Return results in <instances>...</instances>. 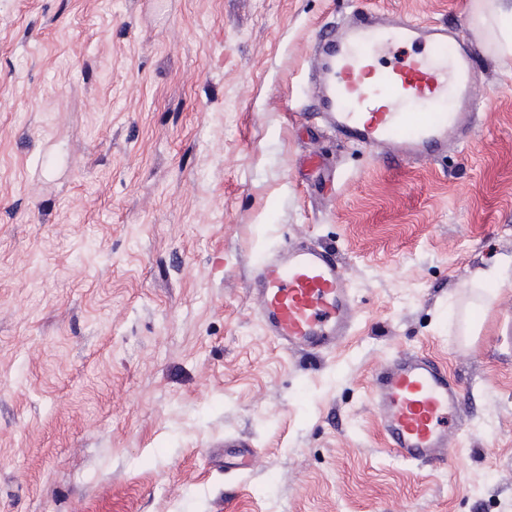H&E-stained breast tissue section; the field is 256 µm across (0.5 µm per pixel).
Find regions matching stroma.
Returning a JSON list of instances; mask_svg holds the SVG:
<instances>
[{
	"mask_svg": "<svg viewBox=\"0 0 512 512\" xmlns=\"http://www.w3.org/2000/svg\"><path fill=\"white\" fill-rule=\"evenodd\" d=\"M493 6L512 0H0V512H512V268L485 308L477 276L512 261ZM355 7L476 39L478 127L442 159L312 117V46ZM296 239L354 299L313 360L246 293ZM412 352L463 395L444 461L394 458L371 408Z\"/></svg>",
	"mask_w": 512,
	"mask_h": 512,
	"instance_id": "stroma-1",
	"label": "stroma"
}]
</instances>
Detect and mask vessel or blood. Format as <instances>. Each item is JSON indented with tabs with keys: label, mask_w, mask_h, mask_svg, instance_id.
Masks as SVG:
<instances>
[{
	"label": "vessel or blood",
	"mask_w": 512,
	"mask_h": 512,
	"mask_svg": "<svg viewBox=\"0 0 512 512\" xmlns=\"http://www.w3.org/2000/svg\"><path fill=\"white\" fill-rule=\"evenodd\" d=\"M413 54H401L403 46ZM326 123L353 144L435 160L467 141L479 116L469 36L439 23L355 12L314 46ZM249 294L265 333L284 351L317 355L351 331L352 298L333 250L300 242L267 252ZM371 406L389 451L408 462L446 459L448 422L462 408L446 370L405 354L377 370Z\"/></svg>",
	"instance_id": "b4317fda"
}]
</instances>
